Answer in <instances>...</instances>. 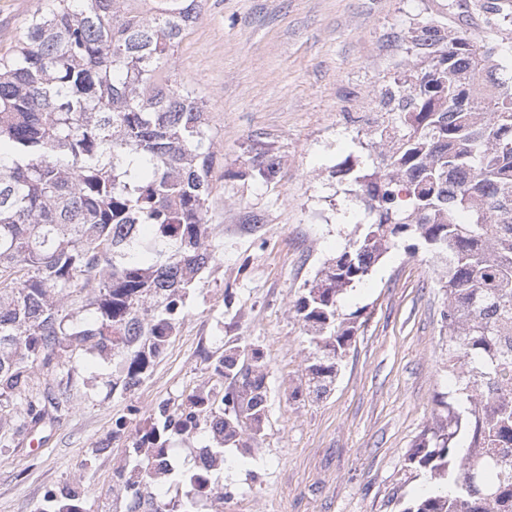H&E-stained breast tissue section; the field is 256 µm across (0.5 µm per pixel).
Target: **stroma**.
Instances as JSON below:
<instances>
[{"label":"stroma","instance_id":"stroma-1","mask_svg":"<svg viewBox=\"0 0 512 512\" xmlns=\"http://www.w3.org/2000/svg\"><path fill=\"white\" fill-rule=\"evenodd\" d=\"M466 0H202L172 66L207 102L216 155L208 220L216 259L186 302L178 336L132 392L112 389V358L71 364V407L0 439V512H45L47 494L76 484L82 512H124L110 493L141 418L176 409L198 385L224 386L211 356L227 341L258 345L267 365L265 435L247 456L225 449L213 483L222 512H402L427 484L404 459L448 390L445 255L390 250L344 312L359 328L329 393L306 394L305 331L294 304L324 263L369 219L344 161L367 170L375 133L404 87L408 32L438 21L470 27L512 63L506 30L467 17ZM43 0H0V55ZM280 160L264 180L252 158ZM125 428H117L118 419Z\"/></svg>","mask_w":512,"mask_h":512}]
</instances>
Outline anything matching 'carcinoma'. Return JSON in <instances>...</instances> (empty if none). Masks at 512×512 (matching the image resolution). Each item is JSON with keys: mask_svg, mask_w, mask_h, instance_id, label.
Segmentation results:
<instances>
[{"mask_svg": "<svg viewBox=\"0 0 512 512\" xmlns=\"http://www.w3.org/2000/svg\"><path fill=\"white\" fill-rule=\"evenodd\" d=\"M48 0L0 57V410L20 401L24 425L70 402L68 387L31 386L34 369L66 368L82 349L112 354V390H135L177 335L186 297L215 258L208 224L215 163L204 97L170 61L200 0ZM402 68L417 83L396 98L391 143L376 170L341 164L371 221L304 289L295 312L307 332L308 394L336 380L358 313L341 297L402 244L424 239L448 259V392L407 454L408 467L447 483L402 512H512V73L467 28L428 22L409 32ZM487 94L467 110L448 101V77ZM260 177L278 173L259 151ZM80 306L73 307V297ZM213 359L224 394L201 384L171 415L140 427L117 468L125 512H165L145 498L175 470L173 432L204 428L200 470L183 473L181 512L217 489L224 447L249 453L264 431L267 366L254 344ZM52 512H81L69 491Z\"/></svg>", "mask_w": 512, "mask_h": 512, "instance_id": "carcinoma-1", "label": "carcinoma"}]
</instances>
